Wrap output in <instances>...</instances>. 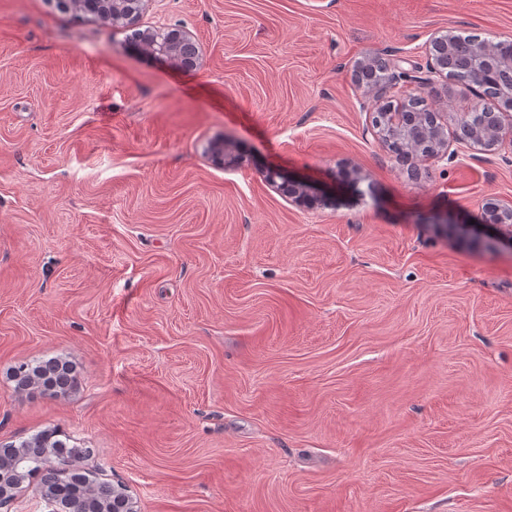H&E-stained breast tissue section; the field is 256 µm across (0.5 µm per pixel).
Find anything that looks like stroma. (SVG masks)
<instances>
[{"instance_id":"stroma-1","label":"stroma","mask_w":512,"mask_h":512,"mask_svg":"<svg viewBox=\"0 0 512 512\" xmlns=\"http://www.w3.org/2000/svg\"><path fill=\"white\" fill-rule=\"evenodd\" d=\"M174 25L196 67L132 39ZM457 32L512 0H0V445L60 427L138 512H512V252L443 225L512 206V143L401 165L363 131L419 86L354 76ZM428 92L455 134L471 86ZM69 2L78 6L79 11L97 15L103 21L116 22L123 17L124 8L127 3L123 0H67L59 1L60 4ZM268 182L271 186L287 194L289 197L294 198L295 201H299L309 208L314 207L321 200V192L316 191L313 187L307 183L300 181H293L288 176L281 174L280 172L270 169L266 175ZM280 179L279 184L277 180ZM11 375L25 393L39 391L50 397L66 394L75 382L73 368L58 358L19 363Z\"/></svg>"}]
</instances>
